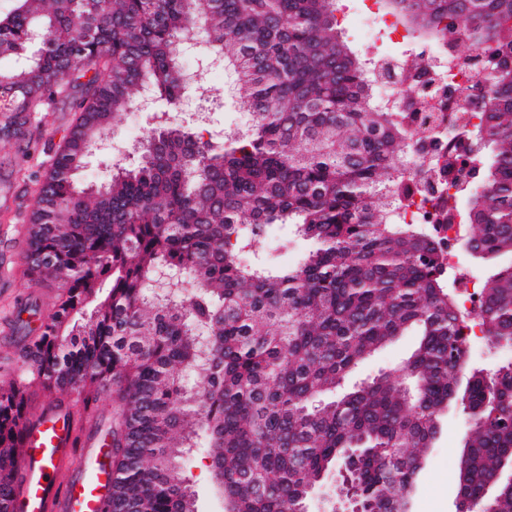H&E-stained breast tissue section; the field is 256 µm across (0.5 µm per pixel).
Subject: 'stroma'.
Wrapping results in <instances>:
<instances>
[{"instance_id": "stroma-1", "label": "stroma", "mask_w": 512, "mask_h": 512, "mask_svg": "<svg viewBox=\"0 0 512 512\" xmlns=\"http://www.w3.org/2000/svg\"><path fill=\"white\" fill-rule=\"evenodd\" d=\"M59 111L40 112L38 144L28 157H21L13 147L0 148V375L18 371V351L28 332L17 318L22 303H37L42 314L55 309L56 291L35 286L28 278L24 263L27 239V216L36 200V175L42 174L61 140L64 129ZM153 130L147 119L122 115L112 132L111 148L96 150L88 159L79 178L99 183L108 179L116 157L129 152L132 143L147 139ZM418 343L415 334H408L391 343L370 360L361 364L347 378L346 387L371 378L382 371L398 368ZM112 419V396L101 394L94 408L75 417L73 429L77 445L95 456L99 436L96 427ZM467 420L460 407L445 414L441 431L422 465L416 490L409 504L410 512H456L458 458L464 445Z\"/></svg>"}]
</instances>
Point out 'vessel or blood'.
Segmentation results:
<instances>
[{"label":"vessel or blood","mask_w":512,"mask_h":512,"mask_svg":"<svg viewBox=\"0 0 512 512\" xmlns=\"http://www.w3.org/2000/svg\"><path fill=\"white\" fill-rule=\"evenodd\" d=\"M77 463L72 437L57 422L45 420L31 434L15 472L22 512H100L106 475L86 478L61 490L56 487L59 467Z\"/></svg>","instance_id":"obj_1"}]
</instances>
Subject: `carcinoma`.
I'll list each match as a JSON object with an SVG mask.
<instances>
[{"instance_id":"obj_1","label":"carcinoma","mask_w":512,"mask_h":512,"mask_svg":"<svg viewBox=\"0 0 512 512\" xmlns=\"http://www.w3.org/2000/svg\"><path fill=\"white\" fill-rule=\"evenodd\" d=\"M420 38L465 33L512 57V0H385ZM339 0H13L0 12L1 143L29 141L32 117L74 112L40 177L25 264L58 289L25 370L0 384V512L15 504L32 381L87 408L112 393L99 429L112 469L106 512H196L185 463L206 451L225 512H303L310 490L345 474L364 512H399L415 462L448 407L468 430L458 498L512 512V361L470 362L473 318L512 348V262L485 278L473 314L427 224L399 211L418 187L408 151L427 153L401 106L376 100L366 58L337 22ZM207 54L234 74L249 117L217 135L156 126L134 162L93 187L92 147L148 86L171 105L187 85L190 17ZM488 104L464 145L485 193L458 187L466 250L512 256V69L485 76ZM313 243L293 267L258 250L272 227ZM184 273L170 295L159 270ZM419 336L393 373L334 398L347 374L394 338Z\"/></svg>"}]
</instances>
